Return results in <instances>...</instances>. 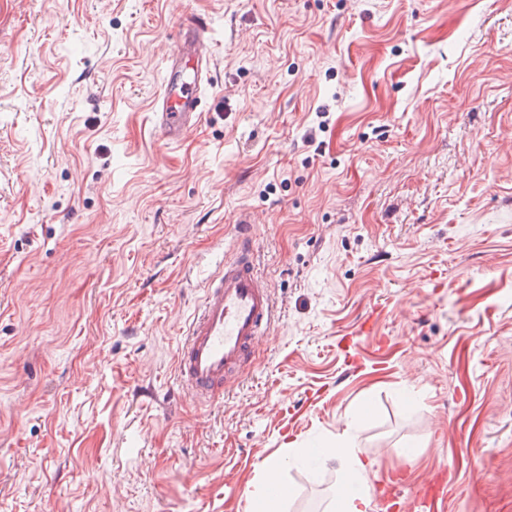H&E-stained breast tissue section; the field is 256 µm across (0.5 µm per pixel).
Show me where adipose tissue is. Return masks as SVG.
<instances>
[{"mask_svg":"<svg viewBox=\"0 0 512 512\" xmlns=\"http://www.w3.org/2000/svg\"><path fill=\"white\" fill-rule=\"evenodd\" d=\"M319 461L325 466L335 465L344 483L343 489L338 490L333 503L334 512H369L371 508L369 494H354L347 489L352 481L365 479L370 466L369 461L360 456L353 440L341 441L335 448L321 453Z\"/></svg>","mask_w":512,"mask_h":512,"instance_id":"obj_1","label":"adipose tissue"}]
</instances>
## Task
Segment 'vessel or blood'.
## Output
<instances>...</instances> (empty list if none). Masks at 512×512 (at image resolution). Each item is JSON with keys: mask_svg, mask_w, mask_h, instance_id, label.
<instances>
[{"mask_svg": "<svg viewBox=\"0 0 512 512\" xmlns=\"http://www.w3.org/2000/svg\"><path fill=\"white\" fill-rule=\"evenodd\" d=\"M211 56L209 26L199 18L164 57L154 111L167 141L183 138L202 111ZM232 250L233 259L206 277L200 305L175 353L181 389L202 405L238 385L240 369L275 322L274 297L256 268L251 236L239 232Z\"/></svg>", "mask_w": 512, "mask_h": 512, "instance_id": "b4317fda", "label": "vessel or blood"}]
</instances>
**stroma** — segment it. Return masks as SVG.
Masks as SVG:
<instances>
[{
    "instance_id": "stroma-1",
    "label": "stroma",
    "mask_w": 512,
    "mask_h": 512,
    "mask_svg": "<svg viewBox=\"0 0 512 512\" xmlns=\"http://www.w3.org/2000/svg\"><path fill=\"white\" fill-rule=\"evenodd\" d=\"M243 220L281 318L201 406L174 353ZM347 431L371 512L439 470L512 512V0H0V512H249L272 468L330 512ZM211 48L209 26L198 18L187 24L175 49L162 61L163 81L153 112L169 142L183 138L198 112H203Z\"/></svg>"
}]
</instances>
